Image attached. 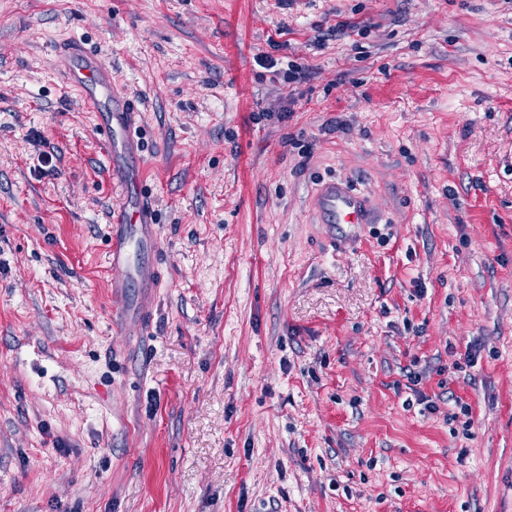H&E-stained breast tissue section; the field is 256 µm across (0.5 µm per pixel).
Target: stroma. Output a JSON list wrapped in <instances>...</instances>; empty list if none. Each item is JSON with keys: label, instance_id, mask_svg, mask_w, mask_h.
<instances>
[{"label": "stroma", "instance_id": "35a3bbf8", "mask_svg": "<svg viewBox=\"0 0 512 512\" xmlns=\"http://www.w3.org/2000/svg\"><path fill=\"white\" fill-rule=\"evenodd\" d=\"M73 36L139 111L148 327ZM0 512H512V0H0ZM318 223L369 224L363 198L347 183L331 179L323 182L316 198Z\"/></svg>", "mask_w": 512, "mask_h": 512}]
</instances>
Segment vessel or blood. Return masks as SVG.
<instances>
[{"instance_id":"1","label":"vessel or blood","mask_w":512,"mask_h":512,"mask_svg":"<svg viewBox=\"0 0 512 512\" xmlns=\"http://www.w3.org/2000/svg\"><path fill=\"white\" fill-rule=\"evenodd\" d=\"M57 67L67 84L79 92L87 109L98 115V133L106 146L110 180L135 195L132 205H121L111 217L106 263L114 313L147 321L159 286L158 218L152 194L144 187V170L136 162L140 147L131 135L136 111L132 102L117 91L111 66L84 48L81 41L70 39L59 45ZM316 209L322 224L368 221L363 198L350 184L333 179L321 184Z\"/></svg>"}]
</instances>
